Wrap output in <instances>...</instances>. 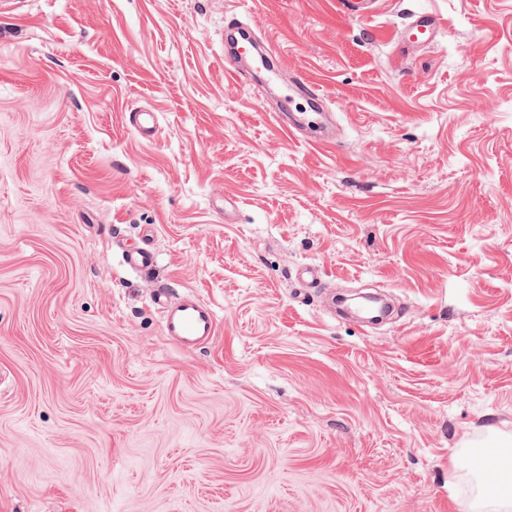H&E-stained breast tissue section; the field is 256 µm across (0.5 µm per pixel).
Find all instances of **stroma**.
Masks as SVG:
<instances>
[{
    "label": "stroma",
    "instance_id": "1",
    "mask_svg": "<svg viewBox=\"0 0 512 512\" xmlns=\"http://www.w3.org/2000/svg\"><path fill=\"white\" fill-rule=\"evenodd\" d=\"M239 7L0 14V512H461L512 438V0H258L332 148L225 74ZM160 285L212 344L167 338ZM377 0H336L337 10L347 18H366L374 13ZM443 33L440 21L429 11L416 14L401 37L402 49H414L434 42ZM126 120L133 132L141 138H154L158 133L159 124L155 112L145 109L129 110ZM154 299L163 308L165 334L178 347L196 351L207 347L218 331L213 308L194 294L168 298V290L157 288Z\"/></svg>",
    "mask_w": 512,
    "mask_h": 512
}]
</instances>
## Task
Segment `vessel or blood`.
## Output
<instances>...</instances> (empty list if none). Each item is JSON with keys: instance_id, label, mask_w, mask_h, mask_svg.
Listing matches in <instances>:
<instances>
[{"instance_id": "b4317fda", "label": "vessel or blood", "mask_w": 512, "mask_h": 512, "mask_svg": "<svg viewBox=\"0 0 512 512\" xmlns=\"http://www.w3.org/2000/svg\"><path fill=\"white\" fill-rule=\"evenodd\" d=\"M377 0H336L337 10L348 18H365L374 13ZM443 32L440 21L428 11L416 14L407 25L400 40L404 49H414L434 42ZM224 47V68L234 79L243 74V66L255 63L263 70L267 81L280 85L283 89V111L278 112L277 122L288 135L298 137L307 143L326 146L330 140L322 134L317 119L324 116L327 105L319 89L305 79L292 76L284 77L279 57L271 45L263 44L252 27L240 13L228 15L222 34ZM304 99L311 111L306 119L287 116L285 109L295 99ZM129 127L139 137H155L158 119L155 113L145 109L131 110L126 114ZM154 299L163 309L165 334L178 347L186 351H196L207 347L218 331V320L213 308L192 294L172 299L167 289H156Z\"/></svg>"}]
</instances>
